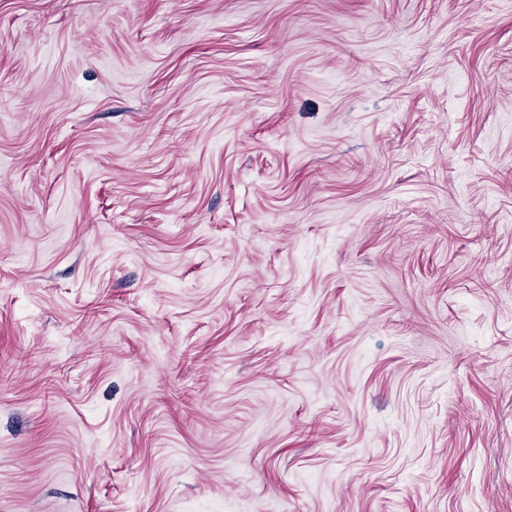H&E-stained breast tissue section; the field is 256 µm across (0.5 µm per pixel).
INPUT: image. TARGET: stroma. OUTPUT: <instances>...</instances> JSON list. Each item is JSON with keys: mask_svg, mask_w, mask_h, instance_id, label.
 <instances>
[{"mask_svg": "<svg viewBox=\"0 0 512 512\" xmlns=\"http://www.w3.org/2000/svg\"><path fill=\"white\" fill-rule=\"evenodd\" d=\"M0 512H512V0H0Z\"/></svg>", "mask_w": 512, "mask_h": 512, "instance_id": "obj_1", "label": "stroma"}]
</instances>
